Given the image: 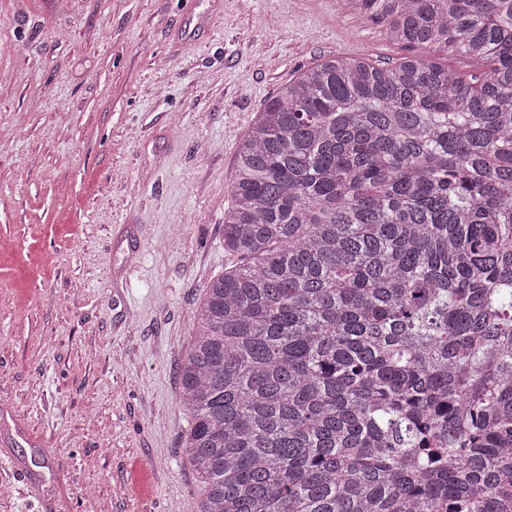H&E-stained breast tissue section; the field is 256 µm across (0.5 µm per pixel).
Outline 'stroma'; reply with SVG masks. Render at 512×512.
<instances>
[{
	"label": "stroma",
	"mask_w": 512,
	"mask_h": 512,
	"mask_svg": "<svg viewBox=\"0 0 512 512\" xmlns=\"http://www.w3.org/2000/svg\"><path fill=\"white\" fill-rule=\"evenodd\" d=\"M406 55L336 0H0V512H195L237 146L301 69Z\"/></svg>",
	"instance_id": "obj_1"
}]
</instances>
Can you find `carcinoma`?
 <instances>
[{"label": "carcinoma", "instance_id": "cac0c4a2", "mask_svg": "<svg viewBox=\"0 0 512 512\" xmlns=\"http://www.w3.org/2000/svg\"><path fill=\"white\" fill-rule=\"evenodd\" d=\"M421 57L302 69L237 147L179 366L196 512H504L512 0H339Z\"/></svg>", "mask_w": 512, "mask_h": 512}]
</instances>
